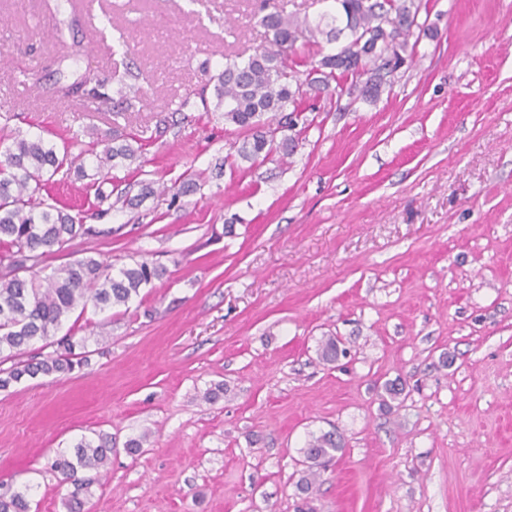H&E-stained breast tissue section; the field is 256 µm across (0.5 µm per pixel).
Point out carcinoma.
<instances>
[{"mask_svg": "<svg viewBox=\"0 0 512 512\" xmlns=\"http://www.w3.org/2000/svg\"><path fill=\"white\" fill-rule=\"evenodd\" d=\"M336 10L315 18H300L275 10L261 17L268 46L247 58L224 56V68L209 76L215 99L214 111L224 124L234 127L238 137L235 153L251 162L281 151L292 154L295 145L288 136L277 134L297 125L301 101L311 90L333 93L347 89L365 101L376 100L390 77L412 62L409 37L424 25L418 22L422 0H333ZM343 33L348 51H325ZM317 47L318 65L308 71L297 70L300 49ZM367 76L363 83H344L350 77ZM78 142L63 147V152L41 137L17 135L5 147L0 162V353L7 350L21 355L37 341L53 348L37 362H17L0 369V389L25 376L71 373L86 365L76 352L71 336L56 337L63 322L76 309L91 305L100 310L127 305L140 290L165 274V269L147 260L136 261L117 270L94 257L72 259L42 278H26L20 271L41 264L46 255L64 251L77 237L92 232L74 218L48 204L31 205L33 194L43 189L62 172L87 173L82 154L72 152ZM142 144L130 137L116 144L106 143L94 154L95 176L106 183L112 180V167L140 157ZM342 439L334 432L314 435L302 448L308 470L300 489L309 491L316 483V468L334 457ZM112 455V438L100 437L95 445L84 440L75 445L74 454L59 453L50 467L75 492L68 501L69 512H81L79 492L87 484L77 478L86 468L101 469ZM25 493L0 489V512H29Z\"/></svg>", "mask_w": 512, "mask_h": 512, "instance_id": "obj_1", "label": "carcinoma"}]
</instances>
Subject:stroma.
Listing matches in <instances>:
<instances>
[{
  "label": "stroma",
  "mask_w": 512,
  "mask_h": 512,
  "mask_svg": "<svg viewBox=\"0 0 512 512\" xmlns=\"http://www.w3.org/2000/svg\"><path fill=\"white\" fill-rule=\"evenodd\" d=\"M258 7L0 0V137L144 145L109 183L56 175L52 204L92 232L38 275L73 253L167 269L87 307V366L0 390V483L68 512L49 462L103 434L85 512H512V0H427L377 100L309 98L292 155L238 163L204 85L264 43ZM189 172L193 192L140 198ZM327 431L344 446L302 496L300 450Z\"/></svg>",
  "instance_id": "35a3bbf8"
}]
</instances>
